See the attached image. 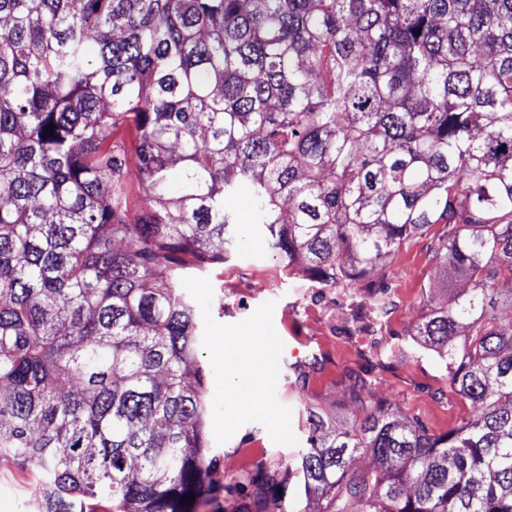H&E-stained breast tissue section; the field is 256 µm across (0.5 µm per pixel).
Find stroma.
<instances>
[{"label": "stroma", "mask_w": 512, "mask_h": 512, "mask_svg": "<svg viewBox=\"0 0 512 512\" xmlns=\"http://www.w3.org/2000/svg\"><path fill=\"white\" fill-rule=\"evenodd\" d=\"M224 206L242 223L224 263L186 272L182 280L200 319L206 437L215 458L209 481L221 490L201 512H315L296 474L307 447L306 413L351 421L359 414L351 391L436 435L471 416L469 402L450 388L445 361L410 335L429 303L448 302V275L436 257L448 225L430 226L382 259L388 289L379 312L365 281L323 288L303 267L273 257L263 230L250 224L246 195L227 198ZM251 333L280 348L260 391L250 372L229 365L221 347ZM257 391L265 402L261 410L249 405ZM261 467L278 473V487L255 482ZM231 483L236 492H225ZM0 512H41L34 468L0 458Z\"/></svg>", "instance_id": "1"}]
</instances>
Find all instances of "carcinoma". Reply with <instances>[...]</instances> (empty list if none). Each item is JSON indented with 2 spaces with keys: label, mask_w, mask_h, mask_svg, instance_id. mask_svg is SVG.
<instances>
[{
  "label": "carcinoma",
  "mask_w": 512,
  "mask_h": 512,
  "mask_svg": "<svg viewBox=\"0 0 512 512\" xmlns=\"http://www.w3.org/2000/svg\"><path fill=\"white\" fill-rule=\"evenodd\" d=\"M239 193L323 288L384 292L433 224L468 284L411 336L474 416L309 414L319 512H512V0H0V457L43 512L221 493L181 280L224 262Z\"/></svg>",
  "instance_id": "cac0c4a2"
}]
</instances>
